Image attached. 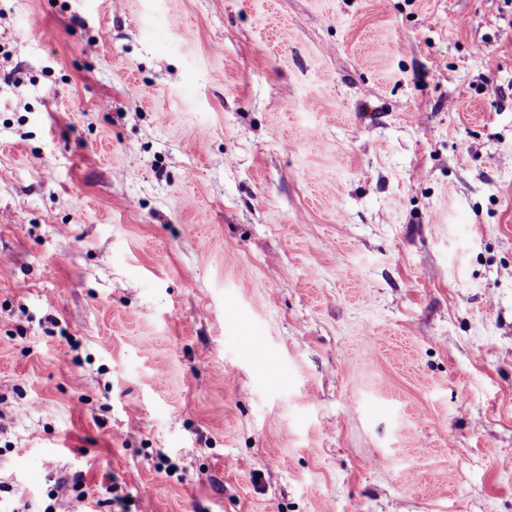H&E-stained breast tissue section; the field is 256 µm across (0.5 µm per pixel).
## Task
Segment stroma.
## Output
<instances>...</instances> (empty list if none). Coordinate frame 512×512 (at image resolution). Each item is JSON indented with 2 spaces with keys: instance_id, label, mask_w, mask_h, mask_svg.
Instances as JSON below:
<instances>
[{
  "instance_id": "obj_1",
  "label": "stroma",
  "mask_w": 512,
  "mask_h": 512,
  "mask_svg": "<svg viewBox=\"0 0 512 512\" xmlns=\"http://www.w3.org/2000/svg\"><path fill=\"white\" fill-rule=\"evenodd\" d=\"M0 512H512V0H0Z\"/></svg>"
}]
</instances>
